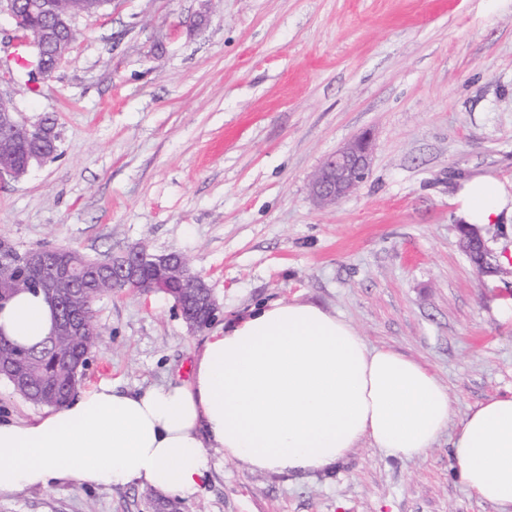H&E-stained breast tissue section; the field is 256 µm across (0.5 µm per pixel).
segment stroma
I'll return each instance as SVG.
<instances>
[{"label": "stroma", "instance_id": "35a3bbf8", "mask_svg": "<svg viewBox=\"0 0 512 512\" xmlns=\"http://www.w3.org/2000/svg\"><path fill=\"white\" fill-rule=\"evenodd\" d=\"M39 93L0 86L58 150L0 186V238L101 257L176 252L206 278L213 327L281 298L351 321L423 362L452 422L512 395V261L479 275L454 196L512 185V0H110L78 18ZM368 135L369 175L318 206L323 160ZM81 389L188 377L213 327L161 293L112 291ZM200 493L64 483L0 496V512H498L460 481L447 437L402 460L361 448L330 474L251 473L209 449Z\"/></svg>", "mask_w": 512, "mask_h": 512}]
</instances>
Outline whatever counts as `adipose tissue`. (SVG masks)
<instances>
[{
  "mask_svg": "<svg viewBox=\"0 0 512 512\" xmlns=\"http://www.w3.org/2000/svg\"><path fill=\"white\" fill-rule=\"evenodd\" d=\"M457 219L512 220V192L491 174L464 180ZM42 295L0 309V331L22 346L48 334ZM448 390L426 365L370 346L347 319L278 299L215 331L187 380L124 392L101 384L32 421L0 419V495L64 482L138 485L178 497L200 491L208 449L252 472L335 471L357 448L424 458L445 430L462 484L512 512V396H492L449 428Z\"/></svg>",
  "mask_w": 512,
  "mask_h": 512,
  "instance_id": "obj_1",
  "label": "adipose tissue"
}]
</instances>
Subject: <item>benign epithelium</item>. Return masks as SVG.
Wrapping results in <instances>:
<instances>
[{
    "instance_id": "7a95c632",
    "label": "benign epithelium",
    "mask_w": 512,
    "mask_h": 512,
    "mask_svg": "<svg viewBox=\"0 0 512 512\" xmlns=\"http://www.w3.org/2000/svg\"><path fill=\"white\" fill-rule=\"evenodd\" d=\"M96 7V0H84L81 11L67 13L60 11L54 0H28L26 8L29 12H48L51 16V22L36 37L18 18V0H3L0 15L5 14L10 19L9 42L30 49L27 68L31 77L44 81L56 72L71 49L76 36L74 20L81 15L96 13ZM19 135L49 142L58 139L56 128L45 119L34 123L24 121L19 118L15 106L0 97V145H11ZM39 162L41 157L36 154L24 157L11 151L0 154V181L17 182ZM369 166V137L361 135L324 160L312 182L313 198L324 205L338 203L365 181ZM475 246L486 250L478 228L468 225L460 232V247L467 252ZM68 253L67 249L46 245L31 250L27 259L34 267L51 268L52 274L45 280L46 288H71L78 273L76 267L67 263ZM99 266L109 273L114 288L135 282L142 288H169L181 283L192 289L189 299L175 297L180 316L192 329H202L215 319L217 307L205 277L192 271L187 261L177 254L157 255L141 246H132L119 255L100 261Z\"/></svg>"
}]
</instances>
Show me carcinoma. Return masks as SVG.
<instances>
[{
	"mask_svg": "<svg viewBox=\"0 0 512 512\" xmlns=\"http://www.w3.org/2000/svg\"><path fill=\"white\" fill-rule=\"evenodd\" d=\"M75 266L82 275V297L74 305L60 300L52 307L53 320L78 318L85 323L84 336H47L42 342L24 347L0 332V357L10 361L11 369L0 374L14 394L25 401L45 407H63L84 373L79 364L98 342L93 326L94 305L103 294L112 291V285L99 283L96 263L77 249H71ZM40 270L30 266L23 251L0 241V310L18 293L43 292Z\"/></svg>",
	"mask_w": 512,
	"mask_h": 512,
	"instance_id": "carcinoma-1",
	"label": "carcinoma"
}]
</instances>
